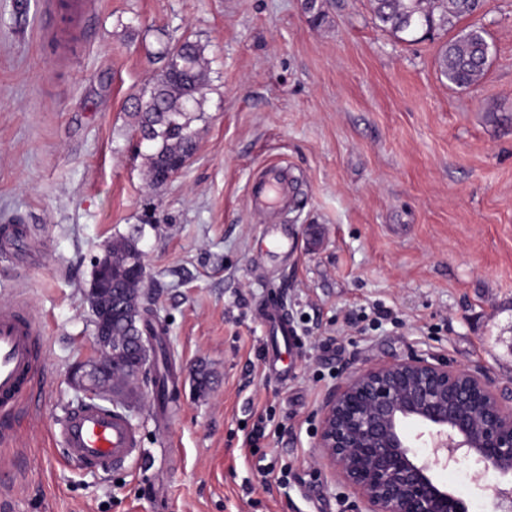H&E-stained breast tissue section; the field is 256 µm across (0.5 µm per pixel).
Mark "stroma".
<instances>
[{
	"label": "stroma",
	"instance_id": "stroma-1",
	"mask_svg": "<svg viewBox=\"0 0 512 512\" xmlns=\"http://www.w3.org/2000/svg\"><path fill=\"white\" fill-rule=\"evenodd\" d=\"M326 11L317 27L303 0H81L68 49L43 0H0V231L26 229L0 244V307L28 302L45 373L37 410L0 418L6 512H348L315 433L349 375L430 353L512 399V0L474 17L494 59L463 90L438 70L446 33L398 41L369 0ZM160 28L205 45L208 85L190 164L151 188L129 112L163 67ZM271 165L299 189L281 218L291 254L248 205ZM119 237L144 253L167 361L125 412L142 461L89 471L53 433L87 401L67 372L97 355L84 290ZM273 295L297 337L283 377L258 316ZM435 476L495 512L496 471Z\"/></svg>",
	"mask_w": 512,
	"mask_h": 512
}]
</instances>
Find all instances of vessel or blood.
I'll use <instances>...</instances> for the list:
<instances>
[{"label":"vessel or blood","instance_id":"obj_1","mask_svg":"<svg viewBox=\"0 0 512 512\" xmlns=\"http://www.w3.org/2000/svg\"><path fill=\"white\" fill-rule=\"evenodd\" d=\"M252 210L260 215L287 207L283 175L265 170L248 191ZM43 327L27 305L15 302L0 308V415L33 410L43 378L40 369ZM67 455L89 469L122 466L141 457L140 441L126 416L88 403L68 413L55 433Z\"/></svg>","mask_w":512,"mask_h":512}]
</instances>
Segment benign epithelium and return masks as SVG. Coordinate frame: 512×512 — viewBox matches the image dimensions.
<instances>
[{"instance_id": "benign-epithelium-1", "label": "benign epithelium", "mask_w": 512, "mask_h": 512, "mask_svg": "<svg viewBox=\"0 0 512 512\" xmlns=\"http://www.w3.org/2000/svg\"><path fill=\"white\" fill-rule=\"evenodd\" d=\"M128 278L143 287L146 264L137 251ZM112 289V243L94 259L86 298L99 309ZM97 357L69 371L72 387L87 395L126 387L112 353L127 340L95 332ZM417 427L415 433L406 426ZM433 448L420 459L415 448ZM318 457L356 495L357 512H468L466 502L441 487L432 470L462 459L512 477V404H505L488 377L452 368L432 357L413 356L361 369L348 376L319 410Z\"/></svg>"}]
</instances>
